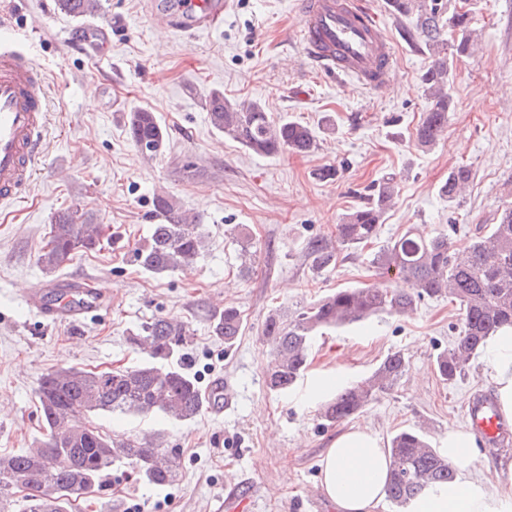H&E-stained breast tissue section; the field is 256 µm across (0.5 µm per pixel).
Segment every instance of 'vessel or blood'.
<instances>
[{
	"instance_id": "1",
	"label": "vessel or blood",
	"mask_w": 512,
	"mask_h": 512,
	"mask_svg": "<svg viewBox=\"0 0 512 512\" xmlns=\"http://www.w3.org/2000/svg\"><path fill=\"white\" fill-rule=\"evenodd\" d=\"M230 0H179L176 9L154 12L157 20L179 31L217 27ZM303 49L319 70L344 77L363 88L383 91L396 57L378 16L361 0H299ZM32 60L18 50L8 29H0V206L16 203L31 186L42 160L48 102ZM59 301L46 305L41 294L27 296L29 308L54 319L80 320L96 304L93 290L80 283L59 284ZM470 427L485 440L500 431V418L489 400L470 402Z\"/></svg>"
}]
</instances>
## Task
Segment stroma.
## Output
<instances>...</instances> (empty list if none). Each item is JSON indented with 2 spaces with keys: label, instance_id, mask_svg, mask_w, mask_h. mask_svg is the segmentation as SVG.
<instances>
[{
  "label": "stroma",
  "instance_id": "obj_1",
  "mask_svg": "<svg viewBox=\"0 0 512 512\" xmlns=\"http://www.w3.org/2000/svg\"><path fill=\"white\" fill-rule=\"evenodd\" d=\"M164 2L101 0L98 15L74 20L54 0H0V24L18 31V48L40 67L52 113L41 170L22 202L0 211V454L40 437L42 374L137 365L143 356L132 333L151 318L171 317L190 328L183 367L203 387L223 380L232 403L221 415L184 423L158 414L93 417L112 437L159 433L180 452L178 479L167 487L137 481L127 467L113 470L112 512H217L232 485L249 499V512H310L311 499L322 495L319 458L345 426L386 442L422 423L438 449L449 431L466 429L467 401L492 392L479 359L452 382L435 369L460 326L457 303L445 297L424 299L407 317L383 314L317 335L308 369L285 395L266 386L272 344L262 331L271 313L292 314L339 288L381 284L370 260L409 227L446 233L462 249L512 205V0H448L452 9L467 5L480 41L454 59V110L429 149L411 136L427 107L428 55L386 0H364L397 56L382 92L353 90L314 69L295 36L297 0H233L223 23L202 33L154 25L150 12ZM214 90L321 129L317 149L305 156L249 151L210 125L204 101ZM140 108L155 112L165 133L163 152L150 160L125 133L128 113ZM460 164L473 178L451 203L438 189ZM329 166L336 179L318 180L316 170ZM386 177L397 194L376 243L341 251L335 269L313 271L308 243L334 240L342 217ZM161 192L200 219L207 247L193 269L153 275L134 260ZM67 208L108 225L111 240L48 273L37 253L54 215ZM244 236L256 250L247 277L239 260ZM72 279L100 290L83 324L50 322L25 307L24 294ZM227 305L244 319L229 349L210 329ZM394 350L408 367L391 389L347 424L320 418L317 384L358 381Z\"/></svg>",
  "mask_w": 512,
  "mask_h": 512
}]
</instances>
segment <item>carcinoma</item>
<instances>
[{"label":"carcinoma","mask_w":512,"mask_h":512,"mask_svg":"<svg viewBox=\"0 0 512 512\" xmlns=\"http://www.w3.org/2000/svg\"><path fill=\"white\" fill-rule=\"evenodd\" d=\"M55 2L58 12L73 19L101 10L100 0ZM387 2L394 14L412 19L414 34L431 58L422 75L428 105L414 132L415 144L430 148L447 130L453 110L449 58L468 53L474 42L470 14L446 11L443 0ZM205 109L214 129L256 154H309L317 147L315 129L292 119L275 120L257 101L233 100L216 90L205 98ZM125 132L135 146H147V156H156L165 148L163 128L148 110L129 113ZM471 179V168L458 165L448 173L439 193L454 202ZM395 195L394 179L373 184L364 205L336 225V244L322 239L310 243L312 269L333 268L339 251L364 248L377 239ZM153 209L159 223L151 225L149 239L137 249L140 266L152 274L192 268L205 247L201 225L189 222L168 195L156 194ZM106 240L104 225L94 223L86 212L67 209L55 215L37 263L51 273L76 254L103 249ZM371 263L380 276L401 279L408 287L338 289L289 319L276 313L267 317L263 335L274 345L266 367L271 390L286 393L303 376L319 330L360 323L383 313L405 316L425 298L446 295L460 307L458 337L453 347L436 356L437 371L448 382L465 374L490 333L512 326V206L502 208L497 222L486 225L462 253L455 251L444 233L426 237L409 230L380 247ZM211 328L230 349L242 335L243 319L237 309L226 307L214 315ZM188 337L183 322L155 317L132 338L147 356L140 364L103 371L60 367L41 376L36 394L43 418L42 438L26 451L0 455V471L7 469L16 480L33 482L37 490L21 497L22 512H75L77 501H87L103 491L116 465L128 466L150 485L173 483L179 470L176 449L164 447L156 436L116 439L92 424L76 423V418L100 412L161 413L188 422L201 416L207 404L199 382L176 362ZM407 365L404 352L388 353L370 376L324 403L320 417L333 424L361 412L401 379ZM388 452L391 470L386 497L400 507L428 487L456 478L455 466L433 448L422 427L396 433Z\"/></svg>","instance_id":"carcinoma-1"}]
</instances>
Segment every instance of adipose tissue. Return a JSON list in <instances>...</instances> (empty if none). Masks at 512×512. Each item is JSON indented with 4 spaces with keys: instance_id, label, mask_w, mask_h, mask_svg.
<instances>
[{
    "instance_id": "ef3b65f1",
    "label": "adipose tissue",
    "mask_w": 512,
    "mask_h": 512,
    "mask_svg": "<svg viewBox=\"0 0 512 512\" xmlns=\"http://www.w3.org/2000/svg\"><path fill=\"white\" fill-rule=\"evenodd\" d=\"M483 361L503 414L512 419V327L488 337ZM442 453L459 467L461 477L432 486L411 500L407 512H512V496L485 478L471 433L449 431ZM389 456L372 432H342L320 460V488L336 512H377L386 495Z\"/></svg>"
}]
</instances>
